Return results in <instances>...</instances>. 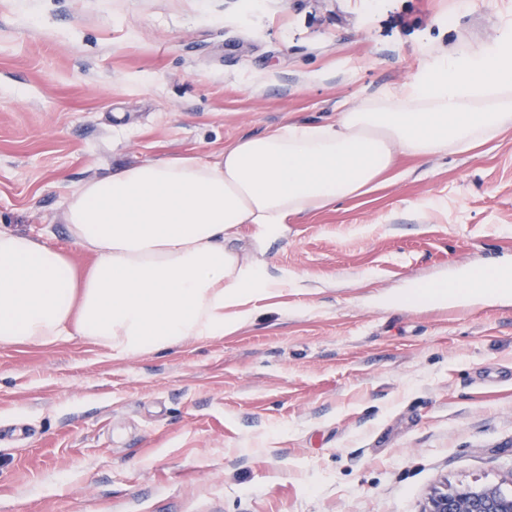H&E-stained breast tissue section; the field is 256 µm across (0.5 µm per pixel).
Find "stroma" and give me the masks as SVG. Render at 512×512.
I'll list each match as a JSON object with an SVG mask.
<instances>
[{"label": "stroma", "instance_id": "1", "mask_svg": "<svg viewBox=\"0 0 512 512\" xmlns=\"http://www.w3.org/2000/svg\"><path fill=\"white\" fill-rule=\"evenodd\" d=\"M512 43V0H0V227L78 268L71 194L112 169L321 122L444 52ZM268 243L305 285L252 323L116 359L0 348V512H422L512 492V292L449 315L428 285L512 269V132ZM506 494V495H505ZM492 485H460L433 491L422 512H512V494Z\"/></svg>", "mask_w": 512, "mask_h": 512}]
</instances>
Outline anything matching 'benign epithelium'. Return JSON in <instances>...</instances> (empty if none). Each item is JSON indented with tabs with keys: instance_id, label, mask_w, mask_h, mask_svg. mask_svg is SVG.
<instances>
[{
	"instance_id": "obj_1",
	"label": "benign epithelium",
	"mask_w": 512,
	"mask_h": 512,
	"mask_svg": "<svg viewBox=\"0 0 512 512\" xmlns=\"http://www.w3.org/2000/svg\"><path fill=\"white\" fill-rule=\"evenodd\" d=\"M423 512H512V496L492 485H460L435 490Z\"/></svg>"
}]
</instances>
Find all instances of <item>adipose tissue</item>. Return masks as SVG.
Segmentation results:
<instances>
[{"label":"adipose tissue","mask_w":512,"mask_h":512,"mask_svg":"<svg viewBox=\"0 0 512 512\" xmlns=\"http://www.w3.org/2000/svg\"><path fill=\"white\" fill-rule=\"evenodd\" d=\"M510 129L512 47L503 45L439 58L424 78L334 120L244 136L211 161L116 168L79 186L63 215L72 243L93 257L85 274L42 235L0 229V347L81 339L126 358L233 333L256 300L304 281L243 260L231 242L244 226L280 237L292 218L375 190L397 154L465 152Z\"/></svg>","instance_id":"ef3b65f1"}]
</instances>
